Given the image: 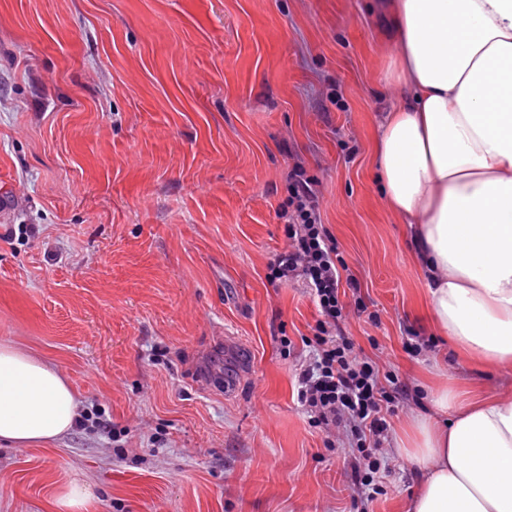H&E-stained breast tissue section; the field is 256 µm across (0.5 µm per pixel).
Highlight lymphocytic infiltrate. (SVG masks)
<instances>
[{
  "label": "lymphocytic infiltrate",
  "mask_w": 512,
  "mask_h": 512,
  "mask_svg": "<svg viewBox=\"0 0 512 512\" xmlns=\"http://www.w3.org/2000/svg\"><path fill=\"white\" fill-rule=\"evenodd\" d=\"M287 217L288 243L270 264L269 278L282 285L304 281L319 312L312 354L299 367L298 401L327 436L353 449V491L367 505L374 500L368 486L395 469L390 420L407 400L408 386L382 373L342 331L348 314L365 310L360 286L345 276L346 264L321 220L316 185L299 164L288 175Z\"/></svg>",
  "instance_id": "lymphocytic-infiltrate-1"
}]
</instances>
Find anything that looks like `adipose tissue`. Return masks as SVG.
I'll use <instances>...</instances> for the list:
<instances>
[{
	"label": "adipose tissue",
	"instance_id": "ef3b65f1",
	"mask_svg": "<svg viewBox=\"0 0 512 512\" xmlns=\"http://www.w3.org/2000/svg\"><path fill=\"white\" fill-rule=\"evenodd\" d=\"M386 89L371 156L426 272L420 319L474 371H512V0H384ZM395 440L418 473L405 512H512V393L437 383ZM78 394L0 345V441L55 442Z\"/></svg>",
	"mask_w": 512,
	"mask_h": 512
}]
</instances>
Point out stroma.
I'll return each instance as SVG.
<instances>
[{"label":"stroma","instance_id":"35a3bbf8","mask_svg":"<svg viewBox=\"0 0 512 512\" xmlns=\"http://www.w3.org/2000/svg\"><path fill=\"white\" fill-rule=\"evenodd\" d=\"M374 2L0 0V343L81 396L60 441L0 446V512H56L72 482L86 512H358L350 449L297 401L313 297L267 279L296 161L360 286L346 335L415 389L394 431L441 377L512 383L444 342L402 348L425 274L370 156L388 107ZM414 484L398 464L373 512ZM93 496L87 485L73 482L60 492L56 500L58 512H82Z\"/></svg>","mask_w":512,"mask_h":512}]
</instances>
